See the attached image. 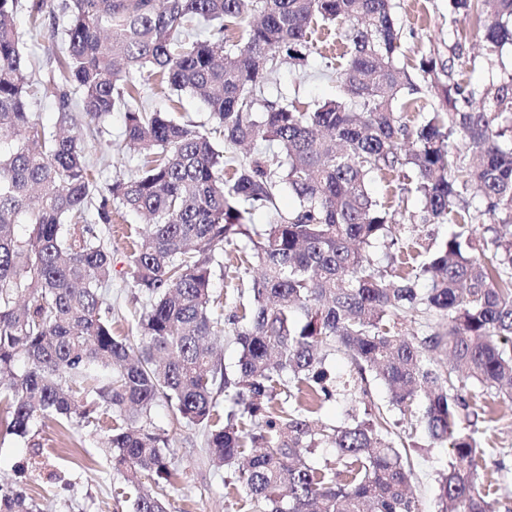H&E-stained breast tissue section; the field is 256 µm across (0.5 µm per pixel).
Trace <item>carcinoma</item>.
<instances>
[{
    "label": "carcinoma",
    "instance_id": "obj_1",
    "mask_svg": "<svg viewBox=\"0 0 512 512\" xmlns=\"http://www.w3.org/2000/svg\"><path fill=\"white\" fill-rule=\"evenodd\" d=\"M483 28L489 54L512 45V0H448ZM394 0H62L63 46L31 79L25 32L56 26L48 0H0V426L25 436L110 415L112 470L135 495L131 512H168L174 468L151 410L166 401L204 431L211 463L231 473L224 496L244 512H420L410 449L389 412L421 402L430 444L450 448L437 472L436 512H494L483 403L512 402V232L479 243L481 215L512 226V76L481 86L454 78L463 58L398 65ZM343 27L339 96L308 106L268 96L284 64L304 65L316 29ZM432 93L421 120L400 109ZM163 104H154L156 92ZM214 127L184 120L182 94ZM52 102L58 126L33 115ZM142 156L137 172L102 183L86 138L113 112ZM247 144L234 165L224 150ZM409 171L423 224L456 226L401 274L370 249L398 245L394 212L375 197V172ZM283 191L294 207L279 211ZM147 219L128 281L147 305L137 341L112 332L101 288L112 280L114 213ZM269 220L254 228V212ZM27 226L18 237L16 228ZM244 254L247 287L224 313L211 293L224 247ZM492 246L487 256L486 246ZM260 272L251 274L252 264ZM417 324L399 332L405 319ZM226 330L234 367L214 345ZM341 353L374 402L346 422L315 418L356 395L326 368ZM224 394V410L217 396ZM336 449V465L309 458ZM0 512H37L0 483Z\"/></svg>",
    "mask_w": 512,
    "mask_h": 512
}]
</instances>
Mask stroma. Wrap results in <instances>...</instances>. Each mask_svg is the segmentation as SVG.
Returning a JSON list of instances; mask_svg holds the SVG:
<instances>
[{"label":"stroma","mask_w":512,"mask_h":512,"mask_svg":"<svg viewBox=\"0 0 512 512\" xmlns=\"http://www.w3.org/2000/svg\"><path fill=\"white\" fill-rule=\"evenodd\" d=\"M396 17L402 32V61L415 67L421 57L448 54L455 42L448 19V0H396ZM463 51L472 61L463 73L465 80L481 85L490 76L512 75V47H505L495 66H488L483 34L476 26L464 24ZM313 55L305 69L282 67L277 85L286 95L315 104L334 97V81L322 77L323 57H336L342 51L338 35L317 31L313 36ZM101 180L128 176L136 172L140 157L136 151H116L106 145L89 150ZM112 282L102 290L106 305L112 308V329L118 336L128 334L131 321L143 310L144 299L130 288L126 271L130 241L114 231L110 247ZM151 417L165 430L177 471L174 485L167 490L169 512H238L224 496L223 471L209 461L201 429L178 422L171 407L158 401ZM400 431L414 432L415 419L399 416ZM481 441L488 459L512 455V405L497 406L494 414L480 423ZM415 434L412 487L421 512H436V469L449 458L442 447L430 446L423 433ZM106 426L70 422L33 426L23 437L0 431V478L33 496L42 512H130L127 495L118 494L123 481L112 470V450L107 446Z\"/></svg>","instance_id":"stroma-1"}]
</instances>
